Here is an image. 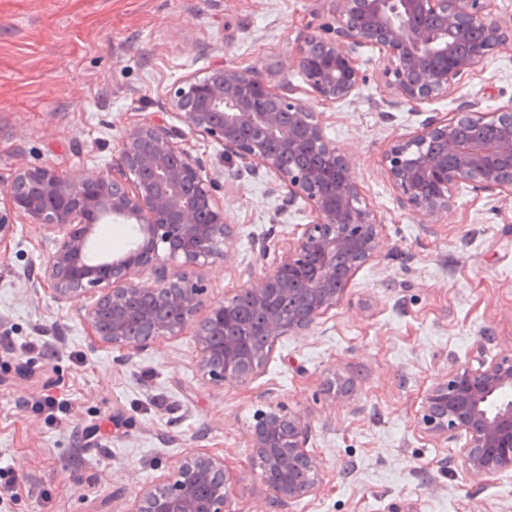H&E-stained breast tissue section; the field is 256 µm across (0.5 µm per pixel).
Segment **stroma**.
<instances>
[{
  "label": "stroma",
  "mask_w": 512,
  "mask_h": 512,
  "mask_svg": "<svg viewBox=\"0 0 512 512\" xmlns=\"http://www.w3.org/2000/svg\"><path fill=\"white\" fill-rule=\"evenodd\" d=\"M335 24L326 0H0V182L21 161L117 173L134 116L158 112L176 82L221 60L292 84L327 137L354 148L361 203L384 242L336 309L283 338L251 381L216 387L198 370L192 331L126 358L89 335L75 306L25 288L52 236L17 225L0 244V459L19 480L0 512H129L144 485L198 449L236 474L232 512H253L263 487L248 430L271 404L307 417L323 469L287 512H512V469L476 483L455 444L417 425L427 389L452 365L512 343V203L464 188L450 216L424 224L382 166L393 142L459 102L511 101L512 54L489 58L448 98L411 107L389 104L382 56L365 47L356 103L327 104L281 63L306 31ZM182 145L220 171L217 195L237 226L230 258L196 271L207 302L225 301L263 272L253 238L268 231L285 248L310 214L301 204L276 214L274 178L240 174L215 141L188 131ZM23 340L34 349L21 352ZM47 396L68 411L39 412Z\"/></svg>",
  "instance_id": "stroma-1"
}]
</instances>
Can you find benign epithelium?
Here are the masks:
<instances>
[{"label":"benign epithelium","instance_id":"benign-epithelium-1","mask_svg":"<svg viewBox=\"0 0 512 512\" xmlns=\"http://www.w3.org/2000/svg\"><path fill=\"white\" fill-rule=\"evenodd\" d=\"M336 28L301 36L286 66L300 72L315 98L353 102L362 82L357 53L379 50L390 103L417 105L450 95L495 53L512 52V30L489 20L492 0H332ZM164 107L190 130L224 147L248 171L273 176L280 211L303 202L311 220L281 252L254 238L267 272L228 301L205 304L192 269L229 258L236 238L217 178L179 144V130L150 117L128 128L120 177L99 171L64 175L51 165L21 163L0 187V243L18 223L58 233L36 275L55 299L82 305L89 335L127 356L180 336L189 327L198 368L209 382H248L279 340L305 334L347 296L356 271L383 249L377 214L360 205L354 154L325 135L324 119L288 83L273 85L249 68L217 63L188 75ZM385 175L423 223L450 214L463 184L512 200V100L493 111L463 101L451 118L427 121L395 142ZM107 216L135 227L133 249L97 263L86 260L89 237ZM151 274L153 282L145 280ZM251 301L260 317L242 320ZM203 317H198L201 309ZM267 337L263 351L248 342ZM512 346L491 359L453 366L424 397L420 431L434 443L459 441L470 478L512 467ZM252 458L271 503L286 507L321 482V463L307 450L309 424L270 405L251 426ZM236 481L224 457L191 451L145 486L129 512H231Z\"/></svg>","mask_w":512,"mask_h":512}]
</instances>
